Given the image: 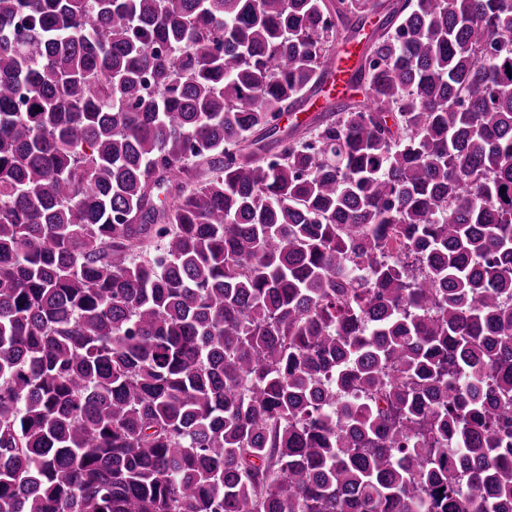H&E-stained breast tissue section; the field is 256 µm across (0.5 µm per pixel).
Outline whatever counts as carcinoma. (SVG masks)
Returning a JSON list of instances; mask_svg holds the SVG:
<instances>
[{"label":"carcinoma","instance_id":"obj_1","mask_svg":"<svg viewBox=\"0 0 512 512\" xmlns=\"http://www.w3.org/2000/svg\"><path fill=\"white\" fill-rule=\"evenodd\" d=\"M509 66L512 0H0V512H512ZM358 53L359 47L356 43H348L340 46L333 65V73L330 75V78L325 87L320 93L311 97L307 101L304 109L296 111L301 112L300 114L294 113L295 117H298V120H295L294 117L291 118L289 116L288 121L285 123L281 120L280 126L281 128H284V131L289 132V130H291L296 125H304L312 117L318 115L320 112L307 111H320L328 97H341L351 93V85L349 79L351 70L353 69V66L358 58Z\"/></svg>","mask_w":512,"mask_h":512}]
</instances>
